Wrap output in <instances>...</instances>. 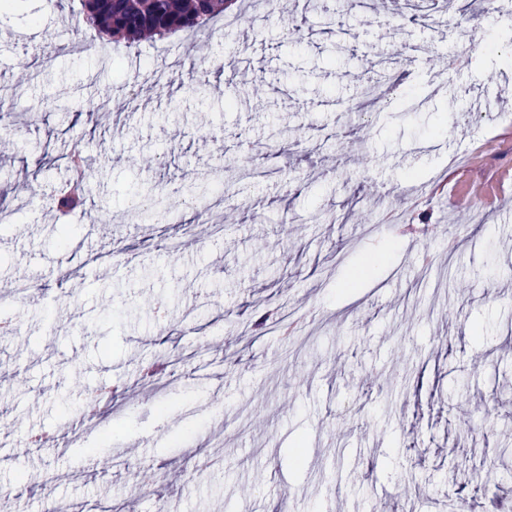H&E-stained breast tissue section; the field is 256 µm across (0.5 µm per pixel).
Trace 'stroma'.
<instances>
[{
  "instance_id": "1",
  "label": "stroma",
  "mask_w": 512,
  "mask_h": 512,
  "mask_svg": "<svg viewBox=\"0 0 512 512\" xmlns=\"http://www.w3.org/2000/svg\"><path fill=\"white\" fill-rule=\"evenodd\" d=\"M273 2L129 47L0 9V512H489L494 455L512 499V0L442 43Z\"/></svg>"
}]
</instances>
